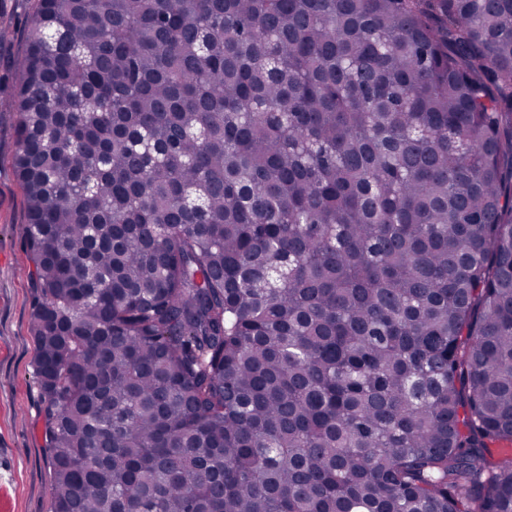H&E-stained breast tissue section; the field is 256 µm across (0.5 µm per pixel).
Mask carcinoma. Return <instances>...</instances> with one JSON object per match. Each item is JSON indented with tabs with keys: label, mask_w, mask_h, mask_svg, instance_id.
<instances>
[{
	"label": "carcinoma",
	"mask_w": 512,
	"mask_h": 512,
	"mask_svg": "<svg viewBox=\"0 0 512 512\" xmlns=\"http://www.w3.org/2000/svg\"><path fill=\"white\" fill-rule=\"evenodd\" d=\"M19 71L50 512H512V0H40Z\"/></svg>",
	"instance_id": "carcinoma-1"
}]
</instances>
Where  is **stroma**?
Segmentation results:
<instances>
[{"mask_svg": "<svg viewBox=\"0 0 512 512\" xmlns=\"http://www.w3.org/2000/svg\"><path fill=\"white\" fill-rule=\"evenodd\" d=\"M37 0H0V512H49L43 399L33 373L37 303L26 247V200L13 168L17 60Z\"/></svg>", "mask_w": 512, "mask_h": 512, "instance_id": "1", "label": "stroma"}]
</instances>
